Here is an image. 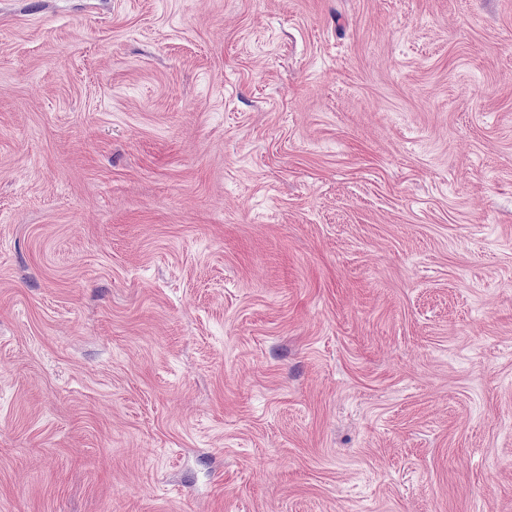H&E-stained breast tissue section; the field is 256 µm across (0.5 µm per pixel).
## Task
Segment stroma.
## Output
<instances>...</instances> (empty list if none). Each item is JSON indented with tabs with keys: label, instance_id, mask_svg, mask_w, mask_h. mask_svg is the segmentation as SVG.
Masks as SVG:
<instances>
[{
	"label": "stroma",
	"instance_id": "stroma-1",
	"mask_svg": "<svg viewBox=\"0 0 512 512\" xmlns=\"http://www.w3.org/2000/svg\"><path fill=\"white\" fill-rule=\"evenodd\" d=\"M0 512H512V0H0Z\"/></svg>",
	"mask_w": 512,
	"mask_h": 512
}]
</instances>
